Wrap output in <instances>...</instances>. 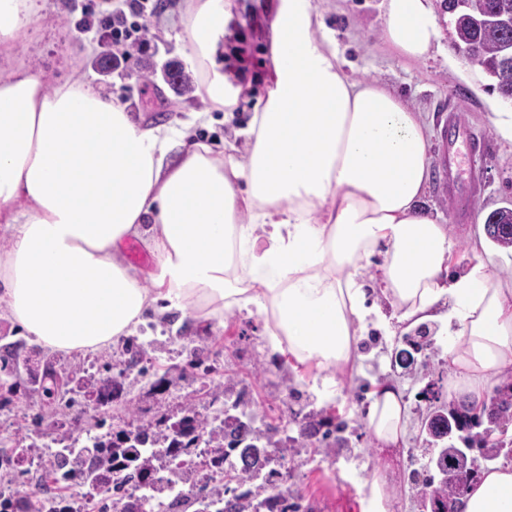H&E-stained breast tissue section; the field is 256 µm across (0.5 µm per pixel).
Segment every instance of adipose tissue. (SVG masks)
Wrapping results in <instances>:
<instances>
[{
	"label": "adipose tissue",
	"mask_w": 512,
	"mask_h": 512,
	"mask_svg": "<svg viewBox=\"0 0 512 512\" xmlns=\"http://www.w3.org/2000/svg\"><path fill=\"white\" fill-rule=\"evenodd\" d=\"M39 10L38 0H0V303L28 338L88 353L149 312L220 324L253 307L272 323L271 353L333 374L355 363L372 318L389 333L425 326L447 337L454 392L481 398L512 371V286L481 262L451 273L457 243L423 203V116L349 77L316 38L309 0H281L270 23L268 97L243 161L13 62ZM229 13L228 0H189V57L216 109L239 94L215 61ZM383 33L401 56L427 59L430 0H387ZM130 238L153 258L149 277L123 256ZM375 254L390 321L367 297L362 261ZM406 417L399 388L381 384L366 416L377 449L399 446ZM464 512H512V465L485 472Z\"/></svg>",
	"instance_id": "adipose-tissue-1"
}]
</instances>
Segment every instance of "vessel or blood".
Masks as SVG:
<instances>
[{"instance_id":"obj_1","label":"vessel or blood","mask_w":512,"mask_h":512,"mask_svg":"<svg viewBox=\"0 0 512 512\" xmlns=\"http://www.w3.org/2000/svg\"><path fill=\"white\" fill-rule=\"evenodd\" d=\"M444 126L448 134L439 149L440 190L452 203L462 194L476 198L481 190L484 167L478 143L455 115H448Z\"/></svg>"}]
</instances>
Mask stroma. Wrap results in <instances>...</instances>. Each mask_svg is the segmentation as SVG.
Wrapping results in <instances>:
<instances>
[{
    "label": "stroma",
    "mask_w": 512,
    "mask_h": 512,
    "mask_svg": "<svg viewBox=\"0 0 512 512\" xmlns=\"http://www.w3.org/2000/svg\"><path fill=\"white\" fill-rule=\"evenodd\" d=\"M70 2L39 0L40 19L22 49L27 62L41 70L50 83L70 79L112 93L144 127L189 125L192 140L208 144L218 156L224 153L225 141L233 139L238 146H245L243 131L256 106L264 103L270 85L269 23L258 18L257 10L262 5L274 9L278 0H231L233 17L224 29L220 53L225 75L240 85L241 93L236 105L225 112L209 110L200 91L180 96L161 80L143 84L124 65L110 75H101L94 66L100 47L92 35L77 33L79 15L71 11ZM160 2L150 21L155 35L150 48L153 60L158 64L170 58L187 62V0ZM311 4L323 16L319 39L336 46L348 73L358 80L383 83L407 99L422 112L430 142L439 138L438 109L443 104L482 135L484 190L471 206L468 222L456 223L447 202L434 193H426L425 200L458 241L452 270H463L480 258L499 277L512 280L511 251L495 246L478 258L470 248L471 241L483 236L488 213L512 203V137L495 123L497 113L512 111V105L491 90L479 70L460 60L446 35L447 17L440 8L441 0H432L439 46L432 58L422 62L403 58L384 38V0H311ZM204 110L209 113L208 123H197L196 115ZM368 330L360 343V359L347 372L335 375V394L324 402L311 388L314 379L324 378V370L298 364L284 355H271L267 323L253 310L226 313L224 325L218 329L191 313L179 320L146 316L132 332L145 350L133 367L127 366L121 345L88 354L51 352L22 336L16 325L1 320L0 336L13 343L18 353L21 384L53 372L74 379L112 376L123 383L125 391L121 400L106 409L89 407L76 423L63 406H47L39 393H17L0 409V441L24 448L34 435L43 443L73 433L83 438L100 433L105 424H142L162 414L174 417L189 403L205 415L212 401L239 396L264 412L265 423L271 425L279 424L287 410L304 414L324 410L346 420L349 444L328 457L309 448L299 450L292 468L300 503L313 507L314 512H360L362 486L378 464L365 423L377 386L386 381L399 385L408 405L409 420L399 450L403 471L422 468L427 462L419 434L420 419L428 407L422 389L432 386L445 404L461 399L448 389V346L443 337H432L430 346L415 354L414 367L405 369L391 364L392 352L405 347L402 336L384 335L373 324ZM194 347L203 350L210 372L187 367L186 353ZM158 373L169 379L161 394L150 389ZM39 414L44 421L36 430L31 421Z\"/></svg>",
    "instance_id": "35a3bbf8"
}]
</instances>
